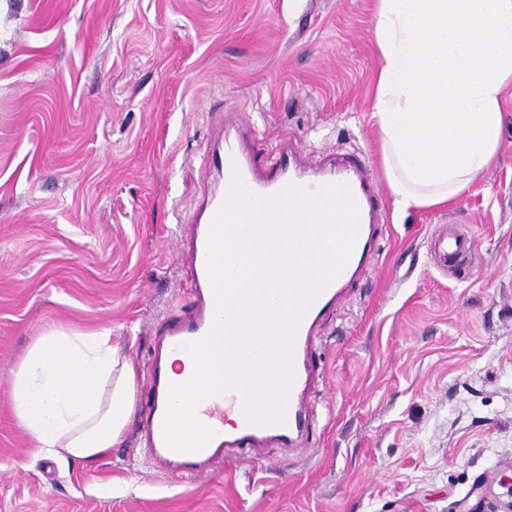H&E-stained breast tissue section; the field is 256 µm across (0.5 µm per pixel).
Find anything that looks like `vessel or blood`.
Masks as SVG:
<instances>
[{"instance_id":"1","label":"vessel or blood","mask_w":512,"mask_h":512,"mask_svg":"<svg viewBox=\"0 0 512 512\" xmlns=\"http://www.w3.org/2000/svg\"><path fill=\"white\" fill-rule=\"evenodd\" d=\"M236 173L240 174L244 185L259 196L273 195L290 184L309 190L327 183L347 184L359 207V234L342 273L315 300L299 323L293 348L294 379L288 393L284 423L253 426L240 419L234 431H225V416L230 413L239 415L241 411L239 394L229 392L204 401L196 411L198 419L214 430V438L200 451L180 452L167 445L164 434L170 381L163 370L162 360L165 354L179 351L182 344L201 338L212 324L214 298L206 268L207 236L212 217ZM376 194L373 173L358 162L332 160L313 166L302 160H290L288 152L284 151L279 155L274 173H262L239 133L236 118L212 125L198 195L182 244V254L193 278L195 307L186 319L169 326L157 336L150 355L152 401L143 422L142 436L148 455L167 473L182 478L198 477L222 459H248L272 442L282 448L304 446L313 415V347L325 314L336 306L350 284L367 272L378 254L377 243L386 219L384 211L376 205ZM473 250L472 237L450 227L437 228L428 239L430 255L439 260L468 257Z\"/></svg>"}]
</instances>
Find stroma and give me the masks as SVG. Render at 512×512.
Here are the masks:
<instances>
[{
	"label": "stroma",
	"instance_id": "1",
	"mask_svg": "<svg viewBox=\"0 0 512 512\" xmlns=\"http://www.w3.org/2000/svg\"><path fill=\"white\" fill-rule=\"evenodd\" d=\"M374 0H0V512H503L512 487V88L501 149L448 204L392 215L320 327L306 451L269 445L191 482L139 425L97 461L36 458L10 381L36 336L133 342L145 415L158 332L193 308L179 252L213 113L259 165H379ZM452 222L473 260L443 268ZM474 250V242L471 236L456 232L451 227H439L434 230L428 239V251L436 259L455 260L469 257Z\"/></svg>",
	"mask_w": 512,
	"mask_h": 512
}]
</instances>
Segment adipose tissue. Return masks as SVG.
Here are the masks:
<instances>
[{
    "label": "adipose tissue",
    "mask_w": 512,
    "mask_h": 512,
    "mask_svg": "<svg viewBox=\"0 0 512 512\" xmlns=\"http://www.w3.org/2000/svg\"><path fill=\"white\" fill-rule=\"evenodd\" d=\"M371 37L372 116L394 210L444 205L475 187L500 150L512 0H375ZM166 368L187 384L185 404L234 370L182 352ZM137 382L132 348L110 329H54L13 373V412L37 455L92 463L132 425Z\"/></svg>",
    "instance_id": "adipose-tissue-1"
}]
</instances>
